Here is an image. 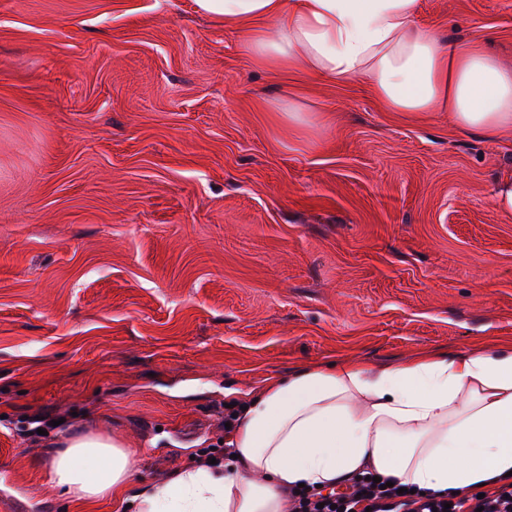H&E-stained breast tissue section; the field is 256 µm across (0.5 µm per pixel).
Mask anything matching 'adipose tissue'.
Returning a JSON list of instances; mask_svg holds the SVG:
<instances>
[{"label":"adipose tissue","instance_id":"adipose-tissue-1","mask_svg":"<svg viewBox=\"0 0 512 512\" xmlns=\"http://www.w3.org/2000/svg\"><path fill=\"white\" fill-rule=\"evenodd\" d=\"M243 30L247 65L370 83L391 112L448 109L462 132L512 136V65L484 39L417 24L419 0H194ZM201 460L130 492L117 435L76 432L53 450L52 488L97 512H288V491L333 487L363 471L423 492L460 495L512 472V343L421 353L376 366H299L250 391Z\"/></svg>","mask_w":512,"mask_h":512}]
</instances>
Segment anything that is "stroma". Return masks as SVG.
<instances>
[{
    "mask_svg": "<svg viewBox=\"0 0 512 512\" xmlns=\"http://www.w3.org/2000/svg\"><path fill=\"white\" fill-rule=\"evenodd\" d=\"M417 22L512 61V0ZM240 39L193 0H0V512H80L47 472L73 430L118 434L138 488L272 375L512 341V139ZM270 107L275 112H288V126L296 128L301 125L312 126L310 121L303 119L300 112H304L298 102L290 97H281L270 103Z\"/></svg>",
    "mask_w": 512,
    "mask_h": 512,
    "instance_id": "1",
    "label": "stroma"
}]
</instances>
